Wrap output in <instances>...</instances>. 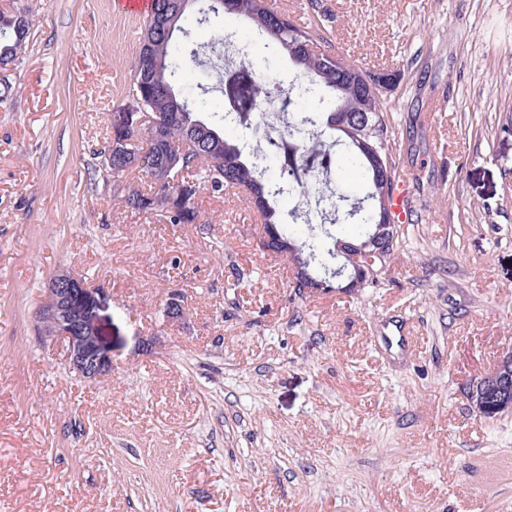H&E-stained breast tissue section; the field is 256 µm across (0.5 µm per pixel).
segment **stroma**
Returning <instances> with one entry per match:
<instances>
[{"mask_svg":"<svg viewBox=\"0 0 512 512\" xmlns=\"http://www.w3.org/2000/svg\"><path fill=\"white\" fill-rule=\"evenodd\" d=\"M322 5L330 50L400 78L382 99L406 238L351 291H296L234 192L199 194L205 234L119 205L150 185L100 157L144 20L0 0L30 19L0 70V512H512V413L466 396L512 350V0ZM197 31L302 87L301 110L328 101L244 20ZM62 268L101 300L112 373L94 383L36 331Z\"/></svg>","mask_w":512,"mask_h":512,"instance_id":"stroma-1","label":"stroma"}]
</instances>
